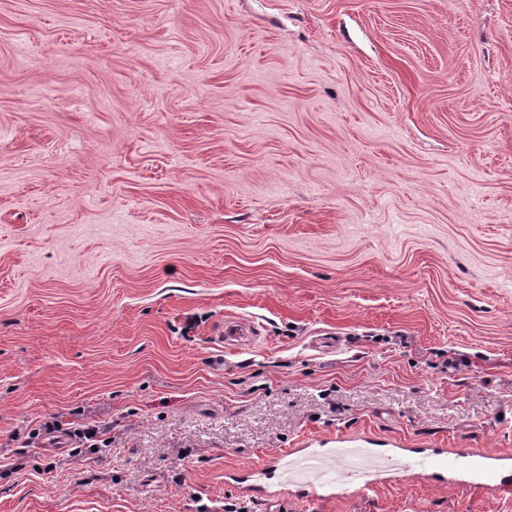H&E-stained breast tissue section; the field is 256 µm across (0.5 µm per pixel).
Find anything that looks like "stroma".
Wrapping results in <instances>:
<instances>
[{"label": "stroma", "instance_id": "obj_1", "mask_svg": "<svg viewBox=\"0 0 512 512\" xmlns=\"http://www.w3.org/2000/svg\"><path fill=\"white\" fill-rule=\"evenodd\" d=\"M339 431L512 452V0H0V512H512ZM376 441L371 436L348 433L310 438L304 448L279 452L268 467L243 472L276 477L280 485L306 491L312 502L335 497L346 488L373 492L410 475L463 487L480 496L512 495L509 452L453 448L448 454L443 450L423 454L419 448H406L398 439L385 440L391 447L385 449L374 448Z\"/></svg>", "mask_w": 512, "mask_h": 512}]
</instances>
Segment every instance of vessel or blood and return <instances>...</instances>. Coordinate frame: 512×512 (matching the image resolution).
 <instances>
[{
	"mask_svg": "<svg viewBox=\"0 0 512 512\" xmlns=\"http://www.w3.org/2000/svg\"><path fill=\"white\" fill-rule=\"evenodd\" d=\"M259 474L304 490L313 502L346 488L369 493L410 475L480 496L512 495L511 453L455 448L423 454L398 439L381 449L373 437L348 433L311 438L303 447L279 452Z\"/></svg>",
	"mask_w": 512,
	"mask_h": 512,
	"instance_id": "obj_1",
	"label": "vessel or blood"
}]
</instances>
